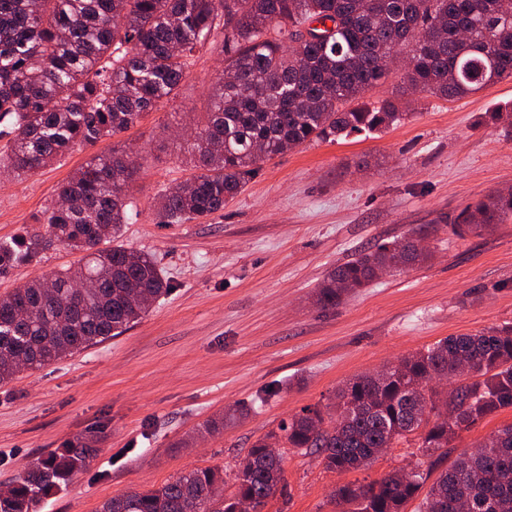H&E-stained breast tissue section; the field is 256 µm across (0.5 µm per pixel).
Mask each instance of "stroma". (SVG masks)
<instances>
[{"mask_svg": "<svg viewBox=\"0 0 512 512\" xmlns=\"http://www.w3.org/2000/svg\"><path fill=\"white\" fill-rule=\"evenodd\" d=\"M220 42L193 57L174 101L127 131L77 148L36 175L0 170V242L36 228L60 185L95 154L124 146L144 166L128 196L119 244L151 254L170 291L122 334L0 385V491L66 442L95 448L88 468L40 512H98L183 471L236 461L303 407L326 404L370 373L448 336L512 324V216L453 233L476 203L512 189V128L482 123L512 104V79L460 100L417 93L402 123L263 161L223 210L162 224L158 196L191 174L183 146L192 113L206 111ZM411 238L427 261L384 275L334 307L316 302L337 266L382 242ZM54 245L37 262L0 274V295L73 266ZM235 423L206 433L228 409ZM512 422L501 411L424 456L397 445L368 468L338 474L286 449L284 493L266 512H336L333 492L392 469L440 472Z\"/></svg>", "mask_w": 512, "mask_h": 512, "instance_id": "1", "label": "stroma"}]
</instances>
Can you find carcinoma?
<instances>
[{"mask_svg": "<svg viewBox=\"0 0 512 512\" xmlns=\"http://www.w3.org/2000/svg\"><path fill=\"white\" fill-rule=\"evenodd\" d=\"M313 23L315 37L299 40ZM219 34L224 67L188 145L194 175L163 190L162 224L223 210L263 160L400 123L399 98L409 93L455 100L512 78V0H0V117L11 118L12 135L0 167L31 176L75 147L123 133L176 98L190 59ZM405 48V86L367 100L387 59ZM129 156L115 148L92 156L59 186L41 228L0 243V273L54 243L84 253L77 265L0 297V384L22 365L38 369L121 334L169 291L150 255L116 243L141 168ZM509 214L512 191L497 192L452 229L461 236ZM427 258L412 239L380 244L336 267L317 301L335 306L384 272ZM464 361L471 377L440 396L434 376ZM505 409L512 325L448 336L397 360L377 384L367 374L350 378L336 402L307 406L258 439L223 498L212 492L225 483L224 468H194L158 488L111 497L99 512H236L240 499L260 503L281 489L284 456L268 455L269 439L346 473L399 443L431 455ZM95 454L61 445L0 495V512H37ZM430 476L395 468L342 485L334 498L339 512H405L427 484L419 512H512V423Z\"/></svg>", "mask_w": 512, "mask_h": 512, "instance_id": "obj_1", "label": "carcinoma"}]
</instances>
